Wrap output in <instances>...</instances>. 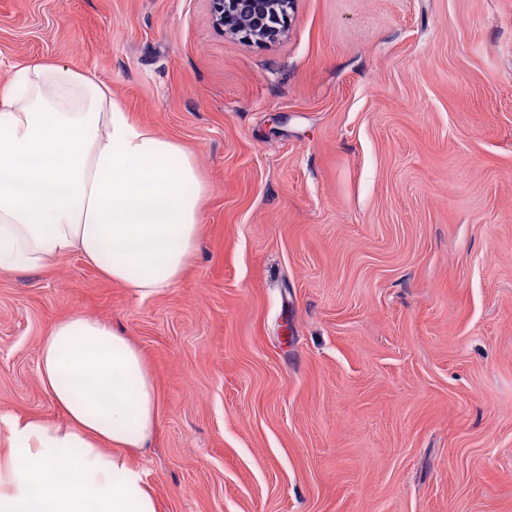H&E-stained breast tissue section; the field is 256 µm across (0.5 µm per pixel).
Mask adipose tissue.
Returning <instances> with one entry per match:
<instances>
[{
  "instance_id": "obj_1",
  "label": "adipose tissue",
  "mask_w": 512,
  "mask_h": 512,
  "mask_svg": "<svg viewBox=\"0 0 512 512\" xmlns=\"http://www.w3.org/2000/svg\"><path fill=\"white\" fill-rule=\"evenodd\" d=\"M210 188L194 151L133 122L92 75L49 60L0 80V271L78 254L142 298L175 287ZM63 417L0 414V512H158L133 455L157 428L138 346L74 312L38 352Z\"/></svg>"
}]
</instances>
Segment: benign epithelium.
Instances as JSON below:
<instances>
[{
  "mask_svg": "<svg viewBox=\"0 0 512 512\" xmlns=\"http://www.w3.org/2000/svg\"><path fill=\"white\" fill-rule=\"evenodd\" d=\"M213 26L221 33L267 43L286 28L296 0H208Z\"/></svg>",
  "mask_w": 512,
  "mask_h": 512,
  "instance_id": "benign-epithelium-1",
  "label": "benign epithelium"
}]
</instances>
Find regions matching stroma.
<instances>
[{
	"instance_id": "1",
	"label": "stroma",
	"mask_w": 512,
	"mask_h": 512,
	"mask_svg": "<svg viewBox=\"0 0 512 512\" xmlns=\"http://www.w3.org/2000/svg\"><path fill=\"white\" fill-rule=\"evenodd\" d=\"M52 59L194 148L181 282L0 272V413L61 415L45 331L143 352L160 512H512V0H297L278 41L207 0H0V79Z\"/></svg>"
}]
</instances>
